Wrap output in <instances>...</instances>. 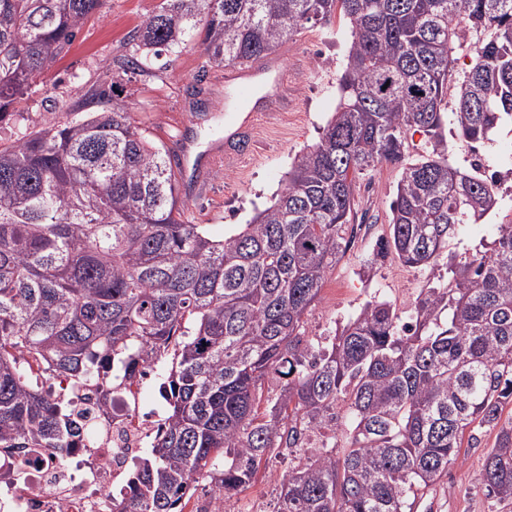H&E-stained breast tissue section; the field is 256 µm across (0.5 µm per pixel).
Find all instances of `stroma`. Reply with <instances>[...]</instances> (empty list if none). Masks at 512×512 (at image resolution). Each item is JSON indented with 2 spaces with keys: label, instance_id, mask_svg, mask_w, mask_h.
Returning <instances> with one entry per match:
<instances>
[{
  "label": "stroma",
  "instance_id": "stroma-1",
  "mask_svg": "<svg viewBox=\"0 0 512 512\" xmlns=\"http://www.w3.org/2000/svg\"><path fill=\"white\" fill-rule=\"evenodd\" d=\"M160 2L105 0L68 51L14 104L12 120L0 124V144L13 145L26 131L60 120L65 107L76 108L80 119L102 111L92 96L103 89L111 91L113 102L126 106L149 137L171 154L182 155L185 138L204 145L223 135L224 125L215 115L225 107L224 67L209 62L199 29H191L179 47L148 61L144 69L123 70L114 63L115 58L135 54L133 33ZM349 45L350 25L339 14L330 24L304 28L289 40L288 56L281 64L287 105L256 113L250 153L230 151L219 166L206 171L207 191L185 198L190 221L208 225L210 233L220 237L231 225L248 223L255 210L270 203L295 157L318 142L335 111L337 80ZM398 179V169L385 165L359 181L357 198L367 221L328 273L321 298L306 318L309 340L328 344L337 325L374 297L390 301L401 316H408L422 289L436 283L434 270L411 268L393 257L374 258L378 239L389 232V204ZM509 222L512 191L504 192L496 214L461 229L454 251L475 252L491 241L496 225ZM497 432L493 425L476 430L447 476L417 499L414 512H512V502L486 495L479 485L484 457ZM294 463L285 453L271 457L250 487L226 502L215 499L207 479H198L191 486L187 508L251 512L258 504L273 512L278 480Z\"/></svg>",
  "mask_w": 512,
  "mask_h": 512
}]
</instances>
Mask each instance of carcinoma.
I'll return each mask as SVG.
<instances>
[{
	"label": "carcinoma",
	"mask_w": 512,
	"mask_h": 512,
	"mask_svg": "<svg viewBox=\"0 0 512 512\" xmlns=\"http://www.w3.org/2000/svg\"><path fill=\"white\" fill-rule=\"evenodd\" d=\"M103 2L0 0V123ZM337 11L351 43L336 112L231 234L185 218L165 148L121 106L0 148V448L66 454L74 395L107 385L116 362L132 384L169 356L166 428L131 466L119 512H185L200 475L233 498L282 449L304 459L274 512H413L465 432L490 423L479 481L512 501V223L481 250H450L512 184V162L480 152L512 123V0H161L136 38L159 57L200 23L209 60L244 64ZM466 47L475 63L460 73ZM412 130L428 137L416 155ZM383 163L400 177L378 255L413 268L445 256L447 281L409 321L373 299L320 346L305 317L359 229L357 181ZM52 378L68 393L45 390Z\"/></svg>",
	"instance_id": "carcinoma-1"
}]
</instances>
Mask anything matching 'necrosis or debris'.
Returning <instances> with one entry per match:
<instances>
[{"label":"necrosis or debris","instance_id":"1","mask_svg":"<svg viewBox=\"0 0 512 512\" xmlns=\"http://www.w3.org/2000/svg\"><path fill=\"white\" fill-rule=\"evenodd\" d=\"M80 405L88 421L107 428L96 447L72 449L65 463L45 448L21 454L0 449V469L18 467L28 476L5 498L10 512H112L113 486L164 425L158 408L142 407L138 393L120 388L107 395L88 392Z\"/></svg>","mask_w":512,"mask_h":512}]
</instances>
